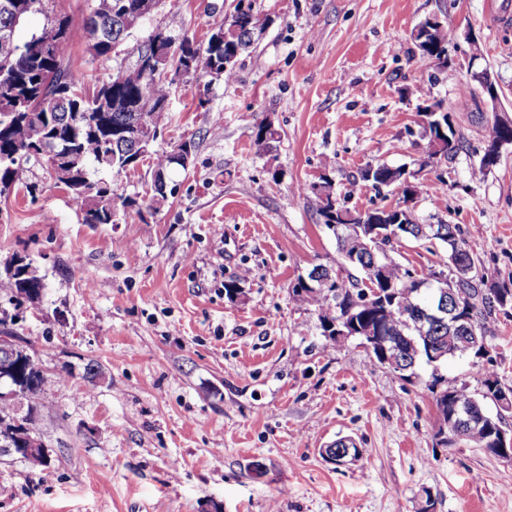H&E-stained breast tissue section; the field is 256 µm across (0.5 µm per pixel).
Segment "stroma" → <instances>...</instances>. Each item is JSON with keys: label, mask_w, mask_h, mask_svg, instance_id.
<instances>
[{"label": "stroma", "mask_w": 512, "mask_h": 512, "mask_svg": "<svg viewBox=\"0 0 512 512\" xmlns=\"http://www.w3.org/2000/svg\"><path fill=\"white\" fill-rule=\"evenodd\" d=\"M270 23L234 79L174 84L157 153L194 138L188 169L156 211L83 223L43 163L36 193L0 197V264L27 257L42 298L10 329L49 369L53 402L37 428L54 451L30 468L0 456V512H512V460L446 446L428 389L431 366L402 379L350 339L321 334L316 306L290 284L339 262L334 238L301 193L329 177L341 203L384 199L366 166H405L423 189L420 222L459 225L491 283L512 288V157L472 178L493 110L512 111V0H252ZM236 0L163 5L162 28L207 41ZM448 30L438 68L411 37L425 18ZM61 56L79 78L108 79L125 54ZM489 69L499 101L460 100ZM441 103L461 139L431 157L422 107ZM281 143L258 154L256 128ZM395 261L428 276L442 250L405 240ZM246 276L230 301L226 282ZM483 354L441 375L483 392L484 370L512 390V307H494ZM99 368L87 375V364ZM355 441L357 461L321 454Z\"/></svg>", "instance_id": "1"}]
</instances>
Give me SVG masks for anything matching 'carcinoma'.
Masks as SVG:
<instances>
[{
  "instance_id": "carcinoma-1",
  "label": "carcinoma",
  "mask_w": 512,
  "mask_h": 512,
  "mask_svg": "<svg viewBox=\"0 0 512 512\" xmlns=\"http://www.w3.org/2000/svg\"><path fill=\"white\" fill-rule=\"evenodd\" d=\"M14 8L19 14V24L33 15H42L45 21L40 29L28 37L17 36L10 57L0 55V185L11 184L23 187L28 193L37 190L36 185L25 181L23 162L31 155L28 149L46 146L60 154L74 156L81 170L86 192L71 193V200L80 211L85 224H110L116 206L117 195L111 186L94 178V172L108 170L120 173L132 167V144L124 138V132L135 118L164 119L170 96V86L153 75L141 64L150 49L151 39L132 46L127 54L132 60L125 66V79L115 87L108 80L95 85L93 91L86 89L85 82L76 79L61 57V47L66 42H83L87 51L95 58L108 60L114 46H124L131 34L139 29L144 21L139 20L131 28H117L110 32L106 40L95 38L93 27L87 21L79 26L70 24L67 10L59 5V0H14ZM134 0H92L89 15L100 24L112 21V15L129 6ZM237 32L229 40H216L209 37L199 43L186 34L176 36V42L166 56L165 66L179 69L189 65L200 76L217 75V79L229 81L235 77L239 57L249 48L251 34L264 30L268 18L253 9L252 4L235 7L232 16ZM63 80V84L81 92L75 97L70 93H46L45 85ZM278 132L264 124L257 126L253 144L259 154H270L276 149ZM173 165H181L170 152L157 157V174L160 180L153 183V194L147 208L155 209L168 198L165 172ZM390 166L378 164L368 166L360 172V178L371 184L374 190L388 179ZM308 201L314 203V210L325 228L332 224L349 223L355 238H365L367 224L380 208H369L365 213L350 210L343 205L332 206L327 198L309 189ZM400 236L415 240H429L430 228L419 223L414 212L406 211L397 224ZM447 254L448 262L464 256L468 264H474L475 245L462 237L456 224L446 225L445 234L435 238ZM367 260L357 266L359 274H349L331 285L332 296L308 288L300 282L291 286V294L301 304H314L318 308V319L322 335H332V325L337 317L345 314V308L354 304L359 296V288L370 283L387 292L391 299L379 308H361L355 315L360 327L382 322L387 328L389 341L397 347V356L408 373H400L409 378L416 364L428 361L427 344L439 345L444 350L442 360L458 356L455 345L461 336L448 337V325L429 324L425 331L416 328L413 315L421 303L418 292V274L411 269L391 261L380 270ZM30 287L36 291L45 289L40 282L26 283L21 273L11 276L0 275V298L15 299L21 289ZM457 292L462 295L465 306L461 315L476 322L483 314H492V302L503 303V298L512 301V289L498 287L500 297H488L484 277L463 280L457 284ZM30 390L42 395L38 407L46 408L49 400L45 396L51 376L38 368V360H33L24 370ZM485 391L476 395L465 386L449 385L438 376H433L430 390L441 425H448V408L454 405L486 410L485 400L499 392L498 381L492 372L484 373ZM502 417L496 415L485 428H473L466 434V440L497 454L492 438L498 431Z\"/></svg>"
}]
</instances>
